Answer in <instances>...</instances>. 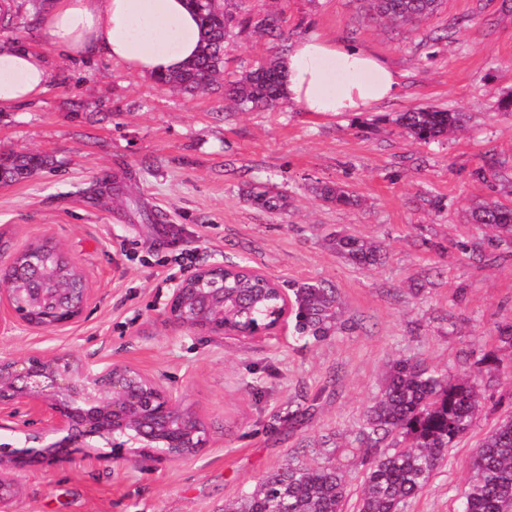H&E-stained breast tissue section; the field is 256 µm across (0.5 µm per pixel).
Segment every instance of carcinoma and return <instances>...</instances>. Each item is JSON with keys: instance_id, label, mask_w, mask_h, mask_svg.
I'll list each match as a JSON object with an SVG mask.
<instances>
[{"instance_id": "carcinoma-1", "label": "carcinoma", "mask_w": 512, "mask_h": 512, "mask_svg": "<svg viewBox=\"0 0 512 512\" xmlns=\"http://www.w3.org/2000/svg\"><path fill=\"white\" fill-rule=\"evenodd\" d=\"M375 19L406 23L427 19L438 10L441 0H368ZM196 11L202 36L197 58L174 74L156 79L170 90L194 92L205 89L224 73V44L233 33L234 17L225 11L224 0H190ZM258 32L276 40L275 48L288 50V36L282 19L267 14L247 21ZM280 57L259 64L245 75L224 83L225 98L244 110H265L281 101ZM462 122V113L437 107H415L399 115L397 123L415 139L425 143L448 135ZM51 156L16 153L0 157V186L25 180L52 167ZM321 199L348 207L357 199L344 187L324 183L317 187ZM246 195L252 204L283 210L286 195L269 187ZM472 223L512 235V207L493 201L476 208ZM336 252L360 268L378 263L381 249L360 237L344 235L334 239ZM47 265L65 280L76 267L58 249L48 252ZM229 284L250 302L252 316L268 319L276 299L254 298L258 281L243 272ZM294 330L306 340L322 341L343 329L340 301L331 288L303 283L293 289ZM489 355L474 361L471 376L453 380L422 362L395 364L380 394L367 407L359 430L362 453L367 463L358 512H400L401 504L421 495L431 475L452 447L470 429L478 412V376ZM348 487L340 468L330 460L319 464L290 461L266 475L251 492L241 496L233 512H341ZM461 512H512V417L503 419L477 448L475 475L464 492Z\"/></svg>"}]
</instances>
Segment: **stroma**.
I'll list each match as a JSON object with an SVG mask.
<instances>
[{
    "label": "stroma",
    "instance_id": "1",
    "mask_svg": "<svg viewBox=\"0 0 512 512\" xmlns=\"http://www.w3.org/2000/svg\"><path fill=\"white\" fill-rule=\"evenodd\" d=\"M23 32L0 39L43 52L47 90L0 112V154L55 160L0 186V266L49 236L85 273L90 299L58 329L0 330V359L70 352L92 366L123 363L159 379L203 416L209 446L164 466L123 460L42 464L14 474L13 512H224L288 460H333L357 512L364 468L362 415L399 360L452 378L473 352L492 353L480 410L449 448L425 492L402 512H457L481 439L512 414V245L471 224L478 204L512 207V0H443L421 22L368 19L360 0H226L236 19L278 13L291 42L318 38L361 48L396 72L400 91L360 114H308L283 102L244 111L223 82L170 92L106 57L58 55L42 27L53 0H8ZM274 53L265 34L236 32L226 72ZM464 113L453 134L424 143L396 124L416 106ZM110 196L95 193L97 181ZM345 186L359 203L336 207L316 187ZM286 193V209L257 208L248 188ZM379 244L375 266L338 255L336 234ZM217 260L259 269L281 288L337 289L349 330L322 341L280 335L201 340L168 322L173 279ZM306 415L294 423L289 412Z\"/></svg>",
    "mask_w": 512,
    "mask_h": 512
}]
</instances>
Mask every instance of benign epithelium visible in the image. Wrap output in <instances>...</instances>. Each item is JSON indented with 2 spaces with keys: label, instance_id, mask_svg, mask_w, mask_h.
I'll return each instance as SVG.
<instances>
[{
  "label": "benign epithelium",
  "instance_id": "1",
  "mask_svg": "<svg viewBox=\"0 0 512 512\" xmlns=\"http://www.w3.org/2000/svg\"><path fill=\"white\" fill-rule=\"evenodd\" d=\"M25 268L48 280L43 252H28ZM226 263L215 261L172 280L167 320L197 334L243 341L274 336L293 305L278 289L277 318L250 321L239 297L224 289ZM90 289L76 286L28 288L25 277L0 274V326L54 329L82 313ZM4 418L16 425L1 423ZM0 429L24 435L21 449L0 443V467L11 470L52 463L82 448H111L121 459L138 463L184 461L207 448L202 416L184 405L158 379L126 364L86 368L68 352L0 359ZM12 480L0 470V509L10 512Z\"/></svg>",
  "mask_w": 512,
  "mask_h": 512
}]
</instances>
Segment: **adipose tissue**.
<instances>
[{"label": "adipose tissue", "instance_id": "ef3b65f1", "mask_svg": "<svg viewBox=\"0 0 512 512\" xmlns=\"http://www.w3.org/2000/svg\"><path fill=\"white\" fill-rule=\"evenodd\" d=\"M43 27L68 59L104 55L150 78L181 70L201 48L187 0H54ZM283 72L286 99L311 114L361 113L399 91L397 75L377 57L329 40L297 42ZM51 77L42 52L0 40V112L36 100Z\"/></svg>", "mask_w": 512, "mask_h": 512}]
</instances>
